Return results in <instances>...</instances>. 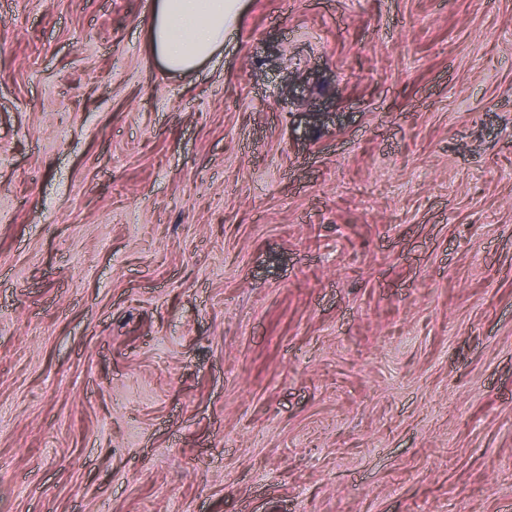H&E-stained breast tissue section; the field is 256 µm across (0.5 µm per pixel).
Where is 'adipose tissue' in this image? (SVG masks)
Returning a JSON list of instances; mask_svg holds the SVG:
<instances>
[{
    "mask_svg": "<svg viewBox=\"0 0 512 512\" xmlns=\"http://www.w3.org/2000/svg\"><path fill=\"white\" fill-rule=\"evenodd\" d=\"M241 0H154L147 25L151 52L171 72L190 74L224 46Z\"/></svg>",
    "mask_w": 512,
    "mask_h": 512,
    "instance_id": "ef3b65f1",
    "label": "adipose tissue"
}]
</instances>
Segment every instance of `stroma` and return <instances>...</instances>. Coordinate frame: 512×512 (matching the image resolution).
<instances>
[{"label":"stroma","instance_id":"1","mask_svg":"<svg viewBox=\"0 0 512 512\" xmlns=\"http://www.w3.org/2000/svg\"><path fill=\"white\" fill-rule=\"evenodd\" d=\"M0 0V512H512V0ZM241 0H155L147 25L151 52L171 72L190 74L224 47Z\"/></svg>","mask_w":512,"mask_h":512}]
</instances>
